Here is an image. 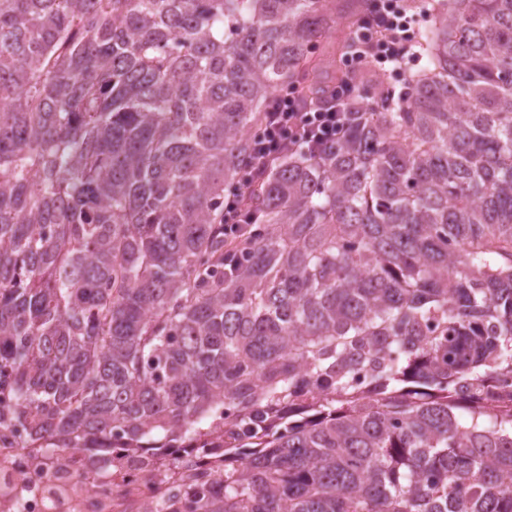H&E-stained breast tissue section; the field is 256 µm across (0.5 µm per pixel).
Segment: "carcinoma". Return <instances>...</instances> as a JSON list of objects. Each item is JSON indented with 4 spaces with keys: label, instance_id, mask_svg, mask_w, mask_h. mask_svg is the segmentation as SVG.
Wrapping results in <instances>:
<instances>
[{
    "label": "carcinoma",
    "instance_id": "obj_1",
    "mask_svg": "<svg viewBox=\"0 0 512 512\" xmlns=\"http://www.w3.org/2000/svg\"><path fill=\"white\" fill-rule=\"evenodd\" d=\"M371 2L0 0V390L46 453L224 458L156 512H512V0H406L426 67L224 236ZM330 38H336V33L315 50L318 75L328 84L336 82L343 60L326 49L328 43H336ZM354 101L353 85L347 79L333 85L327 103L314 106L304 102L296 86L277 92L265 113L262 128L251 136L249 163L242 167L237 185L224 196V236L234 235L240 224L246 223V191L262 178L270 162L297 147L312 153L331 147L351 117L344 109L354 105Z\"/></svg>",
    "mask_w": 512,
    "mask_h": 512
}]
</instances>
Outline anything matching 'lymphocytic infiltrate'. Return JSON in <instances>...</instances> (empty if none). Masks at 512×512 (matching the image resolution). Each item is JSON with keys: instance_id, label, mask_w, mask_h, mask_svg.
<instances>
[{"instance_id": "f902f5d3", "label": "lymphocytic infiltrate", "mask_w": 512, "mask_h": 512, "mask_svg": "<svg viewBox=\"0 0 512 512\" xmlns=\"http://www.w3.org/2000/svg\"><path fill=\"white\" fill-rule=\"evenodd\" d=\"M409 30V18L394 0H375L371 13L352 33L353 60L400 67L412 57ZM354 101L353 85L346 79L336 82L328 102L318 105L305 103L295 86L277 92L262 128L251 136L249 163L224 197L225 234H235L245 223L246 191L262 178L270 162L297 147L312 153L331 147L346 127Z\"/></svg>"}]
</instances>
